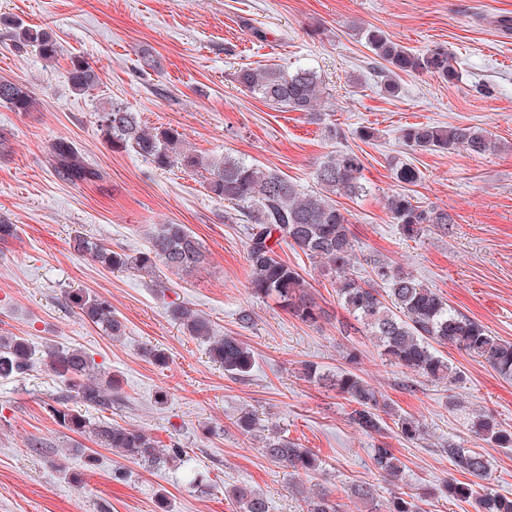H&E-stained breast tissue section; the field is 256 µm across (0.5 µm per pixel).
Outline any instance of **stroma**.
Here are the masks:
<instances>
[{
  "label": "stroma",
  "instance_id": "1",
  "mask_svg": "<svg viewBox=\"0 0 512 512\" xmlns=\"http://www.w3.org/2000/svg\"><path fill=\"white\" fill-rule=\"evenodd\" d=\"M512 17V0H0V78L26 84L36 111L0 106V134L12 147L0 158V215L17 233L0 243V335L21 336L36 346H78L105 375H118L120 397L109 414L114 423L178 440L180 464L150 470L94 447L89 436L61 427L49 407L65 391L45 367L21 378L0 379V512H159L166 495L171 512H239L233 491L263 493L271 512H303L301 493L331 491L347 512H366L351 497L354 485L370 483L379 502L394 494L432 493L430 512H473L440 495L444 481H466L445 448L456 442L486 455L484 486L512 497V448L477 440L469 431L476 411L512 427V380L452 346L442 354L462 381L430 382L383 362L366 333L345 334L346 313L336 288L302 252L276 246L277 255L299 268L328 320L309 327L274 302L253 298L247 288L249 230L224 201L206 190L203 177L178 168L154 170L142 157L105 144L95 114L118 101L140 112L147 125H170L205 156L232 154L315 189L313 171L332 152L351 149L364 163L367 185L358 197H339L352 222L357 252L396 262L436 288L449 304L512 342V32L499 17ZM264 31L255 38L252 28ZM384 30L422 52L441 44L462 69L453 84L431 75H401L388 94L379 68L351 22ZM45 28L60 52L44 62L34 49H14L9 24ZM87 59L99 83L86 95L68 82L70 59ZM152 66H144V57ZM306 66L318 71L332 96L330 119L340 130L328 139L321 126L243 93L232 75L241 67ZM418 123H459L489 131L500 151H409L401 129ZM376 128L365 142L356 132ZM68 138L101 172L77 185L62 181L48 157L49 144ZM412 164L420 177L406 191L426 208L448 212L447 230L426 225L405 238L384 203L396 190L393 158ZM151 224L186 225L201 241L204 261L187 276L165 273L168 289L131 272H111L72 248L75 235L112 247L143 251ZM84 288L109 299L126 325L118 339L81 319L64 301ZM185 303L210 319L215 335L235 336L254 352L247 378L234 379L212 363L206 345L168 316L170 303ZM252 321L241 327V313ZM361 351L360 374L376 386L395 414L412 415L425 437H398L392 416L383 435L362 433L350 419L351 405L332 387L304 378V364L335 373L349 345ZM165 352L156 366L141 350ZM165 401H158V394ZM255 412L297 447L310 449L320 468L293 476L267 460L257 440L234 422ZM40 448H30V439ZM387 442L406 466L393 484L372 467L371 454ZM95 448L98 462L85 468L83 453ZM127 471L116 482V469Z\"/></svg>",
  "mask_w": 512,
  "mask_h": 512
}]
</instances>
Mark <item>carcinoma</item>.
Returning <instances> with one entry per match:
<instances>
[{"label":"carcinoma","mask_w":512,"mask_h":512,"mask_svg":"<svg viewBox=\"0 0 512 512\" xmlns=\"http://www.w3.org/2000/svg\"><path fill=\"white\" fill-rule=\"evenodd\" d=\"M350 28L364 40L374 60L384 71V89L398 90L396 77L405 74H431L450 84L461 78L458 58L448 48L436 44L424 52H415L396 42L383 30L356 22ZM9 36L15 47L33 48L42 60L52 63L59 54L53 35L42 29L16 23ZM71 88L85 95L98 84V74L85 58H71L68 71ZM233 80L242 91L288 112H300L308 122L324 126L331 138L336 125L328 122L326 105L330 93L316 71L297 68L289 71L277 65L245 67L234 72ZM0 104L14 112H34L37 99L28 86L17 80L0 79ZM98 127L107 146L117 152H133L156 170L174 167L206 173L205 181L213 197L230 204L240 220L249 224L247 262L250 270L248 289L252 296L272 299L308 326H317L327 318L298 269L277 258L275 246L285 243L300 250L308 259L324 267L334 279L338 304L350 321L344 330H366L374 336L380 356L390 365L405 369L431 381L457 384L462 376L436 346L451 345L467 355L488 363L501 377L512 380V342L494 336L484 325L456 311L434 288L419 281L404 268L380 258L367 262L369 279L360 282L351 269L358 263L355 236L347 212L336 197L359 196L365 192L364 164L349 149L328 155L313 172L317 189L309 192L296 182L255 162L226 155L210 159L187 146L183 133L167 125L150 127L131 106L109 102L96 112ZM401 138L413 151H465L481 156L498 148L490 134L476 126L414 124L402 129ZM54 171L69 183L89 182L99 177L98 170L66 139L59 138L49 146ZM398 183L408 185L419 179L418 171L407 163L393 164ZM385 207L400 233L407 238L419 236L423 225L436 224L446 231L453 219L444 210L424 209L405 191H394L386 197ZM146 251L118 250L90 236L74 238L73 248L80 255L109 271H131L154 275L164 268L178 275L192 273L203 259L202 245L184 224H153L147 232ZM66 304L79 316L109 336L125 334L126 325L112 310L105 297L83 289L65 293ZM170 318L186 334L209 342V359L224 368L233 378L250 375L255 355L247 344L234 336H214L211 321L183 303L168 308ZM346 366L328 376L313 363L304 365V377L325 381L336 389L354 408L351 421L367 435L382 434V414H390V406L381 392L358 374L360 352L353 346L346 350ZM40 364L62 377L68 392L83 405L101 412L112 409L118 397V381L96 371L94 359L77 346L47 344L36 347L21 336H0V378L28 374ZM55 421L76 434L89 433L103 448L150 469H160L185 450L174 442L162 448L145 431L124 427L100 419L93 421L82 411L71 408L65 400L51 408ZM397 434L414 442L424 435L420 419L399 415L394 419ZM244 436H259L262 454L270 461L297 475H308L320 467L311 450L298 448L280 436L263 434L257 416L245 411L235 421ZM470 431L480 440L499 448L512 447V430L503 428L487 412L472 416ZM456 470L478 479L487 476L489 464L485 456L469 448L448 442L444 449ZM374 469L390 482L402 480L403 464L393 449L382 443L372 451ZM441 493L450 499L468 502L474 512H512V499L497 494L480 484L448 480ZM376 489L370 483L352 487L351 496L371 506L375 512ZM235 497L240 512H269V502L260 492L240 488ZM306 512H344L328 492L319 490L303 496ZM386 512H426L414 500L395 496L386 504Z\"/></svg>","instance_id":"cac0c4a2"}]
</instances>
